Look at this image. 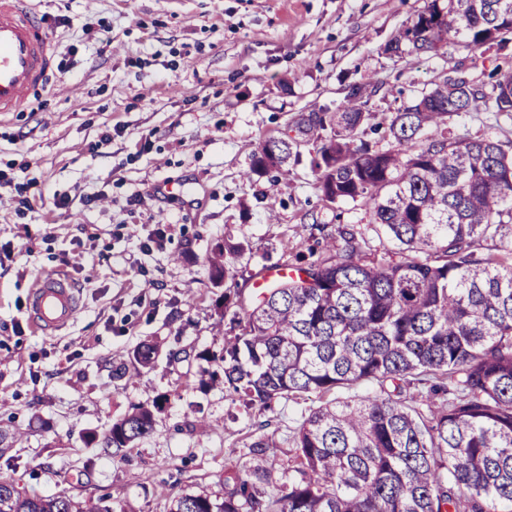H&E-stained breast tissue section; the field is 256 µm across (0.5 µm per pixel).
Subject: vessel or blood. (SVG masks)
<instances>
[{
	"mask_svg": "<svg viewBox=\"0 0 512 512\" xmlns=\"http://www.w3.org/2000/svg\"><path fill=\"white\" fill-rule=\"evenodd\" d=\"M30 0H0V112L14 111L43 88L54 64L52 39ZM80 306L69 278L39 275L30 291L28 315L34 328L52 335L72 322Z\"/></svg>",
	"mask_w": 512,
	"mask_h": 512,
	"instance_id": "b4317fda",
	"label": "vessel or blood"
}]
</instances>
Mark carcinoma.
Here are the masks:
<instances>
[{"instance_id":"cac0c4a2","label":"carcinoma","mask_w":512,"mask_h":512,"mask_svg":"<svg viewBox=\"0 0 512 512\" xmlns=\"http://www.w3.org/2000/svg\"><path fill=\"white\" fill-rule=\"evenodd\" d=\"M512 35V0H426L391 47L417 55L455 44L473 51ZM433 86L376 118L359 85L335 112L301 120L321 146L311 158L323 198L360 200L373 231L397 245L378 257L364 233L339 227L318 258L282 244L296 272L248 296L224 294L237 332L212 361L218 381L247 409L315 392L288 456V482L272 484L269 435L248 459L224 465V499L183 494L170 512H499L512 504V151L498 138L448 135V119L487 112L512 119V72ZM284 135L265 139L251 170L299 161ZM237 247L206 259L212 280L231 275ZM139 406L102 447L117 454L150 434ZM0 512H115L107 500L28 495L0 477Z\"/></svg>"}]
</instances>
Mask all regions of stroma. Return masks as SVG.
<instances>
[{
	"instance_id": "stroma-1",
	"label": "stroma",
	"mask_w": 512,
	"mask_h": 512,
	"mask_svg": "<svg viewBox=\"0 0 512 512\" xmlns=\"http://www.w3.org/2000/svg\"><path fill=\"white\" fill-rule=\"evenodd\" d=\"M55 54L49 86L0 114V476L32 494L111 497L117 512H169L181 494L224 495L270 419L273 477L316 395L245 410L201 386L231 327L206 258L240 245L236 279L275 267L289 240L369 231L361 202H325L310 169L318 147L297 121L380 84L369 105L395 112L435 76L472 62L512 69V40L438 56L387 45L424 0H37ZM298 141L299 163L249 175L267 137ZM183 184L181 194L163 184ZM80 292L74 322L44 336L26 314L39 274ZM157 347L141 367V345ZM185 349L190 360L169 352ZM145 406L152 433L113 456L101 441Z\"/></svg>"
}]
</instances>
